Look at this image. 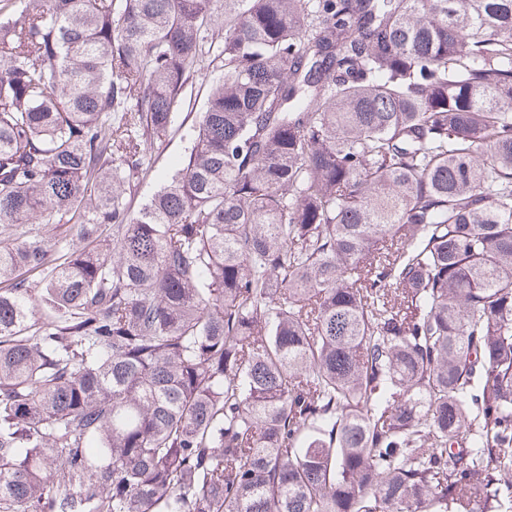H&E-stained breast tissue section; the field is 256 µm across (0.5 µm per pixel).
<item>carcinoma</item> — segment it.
Listing matches in <instances>:
<instances>
[{
    "mask_svg": "<svg viewBox=\"0 0 512 512\" xmlns=\"http://www.w3.org/2000/svg\"><path fill=\"white\" fill-rule=\"evenodd\" d=\"M0 512H512V0H0ZM223 73V68H215L205 76L196 77L189 82L183 104L177 111L176 127L185 117L186 119L176 132L156 144L153 151L155 173L139 185L138 199L151 196L161 184V178L179 159L184 157L190 145V139L194 135L195 121L202 110L209 87L213 81L222 77Z\"/></svg>",
    "mask_w": 512,
    "mask_h": 512,
    "instance_id": "obj_1",
    "label": "carcinoma"
}]
</instances>
